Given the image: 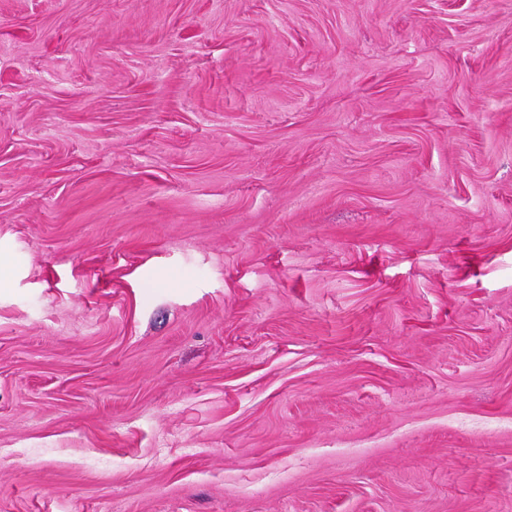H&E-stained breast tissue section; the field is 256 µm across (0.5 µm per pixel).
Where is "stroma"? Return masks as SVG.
<instances>
[{"label":"stroma","mask_w":512,"mask_h":512,"mask_svg":"<svg viewBox=\"0 0 512 512\" xmlns=\"http://www.w3.org/2000/svg\"><path fill=\"white\" fill-rule=\"evenodd\" d=\"M0 512H512V0H0Z\"/></svg>","instance_id":"35a3bbf8"}]
</instances>
